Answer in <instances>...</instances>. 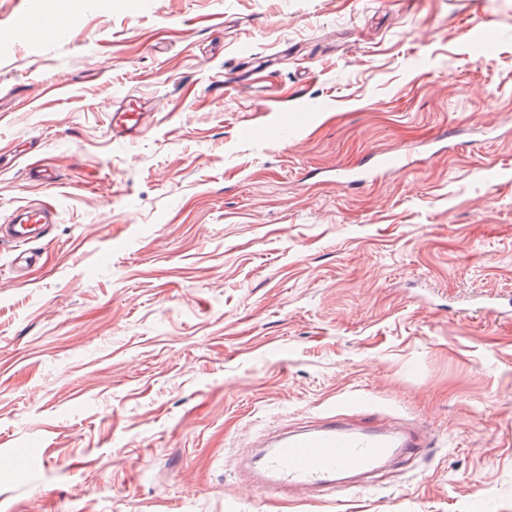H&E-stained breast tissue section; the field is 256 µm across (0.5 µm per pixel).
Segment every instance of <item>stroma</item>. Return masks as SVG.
<instances>
[{
	"instance_id": "35a3bbf8",
	"label": "stroma",
	"mask_w": 512,
	"mask_h": 512,
	"mask_svg": "<svg viewBox=\"0 0 512 512\" xmlns=\"http://www.w3.org/2000/svg\"><path fill=\"white\" fill-rule=\"evenodd\" d=\"M34 199L0 512H512V0H0V222ZM332 413L433 441L301 506L253 483ZM144 104L138 100H128L111 114L112 139L125 140L142 133L140 117L145 113ZM140 121V122H139Z\"/></svg>"
}]
</instances>
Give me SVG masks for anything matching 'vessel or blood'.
Returning <instances> with one entry per match:
<instances>
[{"mask_svg":"<svg viewBox=\"0 0 512 512\" xmlns=\"http://www.w3.org/2000/svg\"><path fill=\"white\" fill-rule=\"evenodd\" d=\"M144 106L128 100L110 119L112 137L124 140L142 133ZM57 220L55 208L26 204L15 209L8 223L0 225V241L21 244L14 254L18 277H26L39 261L33 242L41 239ZM422 430H395L385 425L356 428L331 415L310 429L284 432L270 438L261 455L260 483L274 493L302 497L321 488H342L341 477L349 472L372 473L393 458L410 457L426 447Z\"/></svg>","mask_w":512,"mask_h":512,"instance_id":"b4317fda","label":"vessel or blood"}]
</instances>
